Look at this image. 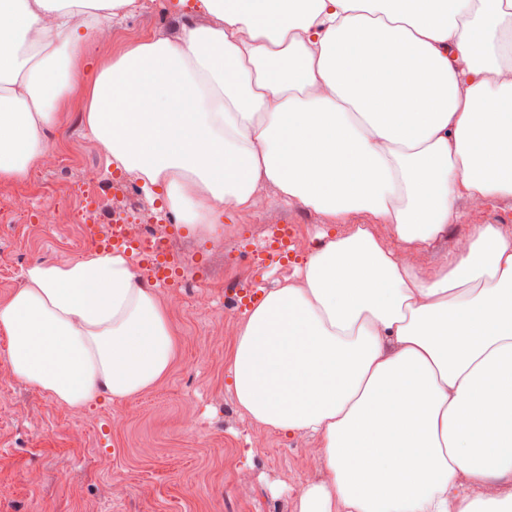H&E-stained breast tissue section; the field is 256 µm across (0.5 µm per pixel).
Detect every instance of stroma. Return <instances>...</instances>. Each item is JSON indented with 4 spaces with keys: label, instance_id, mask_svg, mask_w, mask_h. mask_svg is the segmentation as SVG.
Here are the masks:
<instances>
[{
    "label": "stroma",
    "instance_id": "obj_1",
    "mask_svg": "<svg viewBox=\"0 0 512 512\" xmlns=\"http://www.w3.org/2000/svg\"><path fill=\"white\" fill-rule=\"evenodd\" d=\"M112 23L109 43L89 44L79 72L95 69L127 48L153 37L178 40L193 10H178L174 0H146ZM47 135L67 171L47 162L21 180L34 200L54 197L67 213L71 185L90 169L101 178L121 176L87 125L85 89L76 85L57 105L56 125ZM458 218L447 234L416 265L436 272L444 256L457 252L461 239L478 224L496 223L512 203L486 199L471 209L457 198ZM294 225L303 241L287 261L255 263L247 253L268 224ZM334 225L312 210L283 203L273 190L254 210L224 218L219 234L176 225L174 233L190 252L191 277L215 276L243 285L281 287L321 233ZM94 244L74 224H47L29 215L21 224H0V305L24 284L35 263H63L89 256ZM167 307L179 350L169 374L152 389L121 404L100 402L71 409L17 380L5 360L7 340L0 334V512H297V497L309 483L327 480V471L306 467L319 453L317 437L285 436L266 430L262 446L251 434L257 425L242 414L228 388L226 367L245 317L229 292L213 291L212 308L191 310L182 288L155 291Z\"/></svg>",
    "mask_w": 512,
    "mask_h": 512
}]
</instances>
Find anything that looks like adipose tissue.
Here are the masks:
<instances>
[{
    "label": "adipose tissue",
    "mask_w": 512,
    "mask_h": 512,
    "mask_svg": "<svg viewBox=\"0 0 512 512\" xmlns=\"http://www.w3.org/2000/svg\"><path fill=\"white\" fill-rule=\"evenodd\" d=\"M138 0H0V179L53 151L83 46ZM206 21L96 69L113 163L213 230L263 188L338 230L264 293L227 366L239 410L318 435L298 512H512V240L425 275L454 200L512 199V0H197ZM390 225L391 240L374 227ZM19 380L76 408L164 379L178 338L120 252L35 264L0 306Z\"/></svg>",
    "instance_id": "adipose-tissue-1"
}]
</instances>
